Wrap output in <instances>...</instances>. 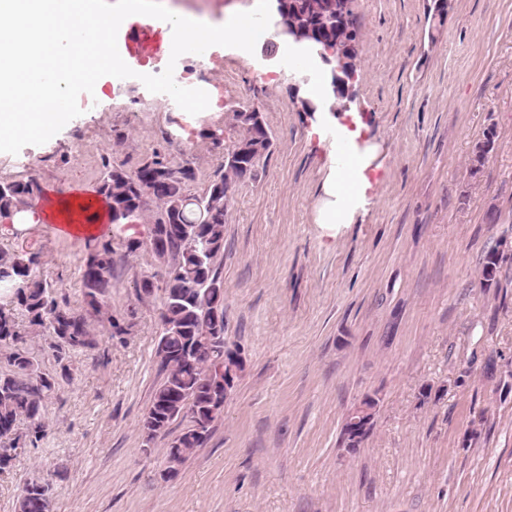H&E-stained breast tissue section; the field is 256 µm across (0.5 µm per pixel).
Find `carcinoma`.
<instances>
[{"instance_id": "cac0c4a2", "label": "carcinoma", "mask_w": 512, "mask_h": 512, "mask_svg": "<svg viewBox=\"0 0 512 512\" xmlns=\"http://www.w3.org/2000/svg\"><path fill=\"white\" fill-rule=\"evenodd\" d=\"M278 17L287 18L288 33L305 48L328 54L326 64L336 68L337 58H345V67L355 69L358 30L354 17L345 24L330 22L335 0H275ZM240 129L238 142L258 147L255 166L271 153L273 137L265 121L255 120V110L233 113ZM200 136L211 149L224 151V130L204 128ZM249 173L226 156L204 193L190 192L196 180L190 166H173L157 154L136 171L128 172L109 166L98 186L110 211L113 224L139 220L153 202L159 209L150 224L149 248L159 261L158 270L141 277L137 291L140 301L153 296L154 282L163 289L160 320L164 325L163 344H157L163 379L155 388L151 402L141 420L140 430L146 442L165 436L177 420L188 425L162 449L167 468L180 471L185 461L205 440L196 433V423L208 421L213 429L219 416L210 415L212 382L210 373L216 361L224 359V338L210 337L214 311H224L221 260L224 255V224L227 204L234 186ZM143 181L157 182L150 200L141 199ZM41 187L33 179L0 182V223L11 224L18 213L33 208L40 198ZM112 241L95 237L86 240L80 288L84 306L74 308L53 296L47 280L37 275L40 256L24 250L0 248V441L11 450L29 444L37 447L46 435L44 418L46 400L67 377L42 369L28 347V337L46 336L56 360L71 352L95 348L89 317L104 318L116 326L105 309L112 291ZM481 271L488 272L483 286L497 283L500 256L496 250L486 252ZM28 423L19 431L20 422ZM51 488L40 478L27 481L16 502V512H49Z\"/></svg>"}]
</instances>
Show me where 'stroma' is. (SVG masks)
I'll list each match as a JSON object with an SVG mask.
<instances>
[{
	"mask_svg": "<svg viewBox=\"0 0 512 512\" xmlns=\"http://www.w3.org/2000/svg\"><path fill=\"white\" fill-rule=\"evenodd\" d=\"M427 0H352L359 31L351 104L376 157L371 200L350 224L319 223L332 97L303 111L311 55L269 43L207 59L185 55L191 85L224 97L191 115L147 97L134 77L95 85L99 104L42 145L0 153V180L42 191L97 190L105 165L135 170L153 153L194 168L202 194L220 161L201 139L235 111L263 113L274 146L237 185L224 226V341L245 364L214 424L176 478L162 481L164 439L146 450L140 421L163 373L155 354L162 291L138 301L157 270L146 220L109 228L108 307L96 346L46 401L47 434L0 473V512L26 480L51 484V512H512V269L481 284L485 253L512 246V0H452L430 28ZM484 166L469 159L487 131ZM41 256L58 300L82 304L84 243L53 225L0 234ZM493 372H486V362ZM376 402L360 447L341 442L348 415Z\"/></svg>",
	"mask_w": 512,
	"mask_h": 512,
	"instance_id": "35a3bbf8",
	"label": "stroma"
}]
</instances>
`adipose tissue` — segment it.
I'll list each match as a JSON object with an SVG mask.
<instances>
[{
	"label": "adipose tissue",
	"instance_id": "ef3b65f1",
	"mask_svg": "<svg viewBox=\"0 0 512 512\" xmlns=\"http://www.w3.org/2000/svg\"><path fill=\"white\" fill-rule=\"evenodd\" d=\"M268 0H252L238 12L228 14L221 24L190 14H172L171 22L177 26L183 45L211 42L215 34H222L227 46L241 48L242 29L250 24L253 16L267 12ZM372 164L370 149H363L355 166L341 168L331 166L323 184L324 199L319 210L323 224L352 223L360 200L370 184L365 172ZM108 217V208L94 195L67 193L47 197L45 205L16 214L12 219L15 230H23L37 224L54 225L56 233L67 239L94 237Z\"/></svg>",
	"mask_w": 512,
	"mask_h": 512
}]
</instances>
